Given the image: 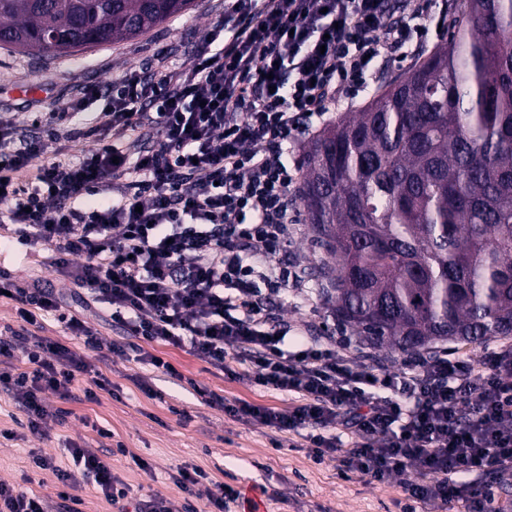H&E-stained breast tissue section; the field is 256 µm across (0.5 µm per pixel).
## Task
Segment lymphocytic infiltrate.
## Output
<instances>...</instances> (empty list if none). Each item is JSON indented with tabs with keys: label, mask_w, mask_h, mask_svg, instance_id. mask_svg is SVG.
Listing matches in <instances>:
<instances>
[{
	"label": "lymphocytic infiltrate",
	"mask_w": 512,
	"mask_h": 512,
	"mask_svg": "<svg viewBox=\"0 0 512 512\" xmlns=\"http://www.w3.org/2000/svg\"><path fill=\"white\" fill-rule=\"evenodd\" d=\"M437 0H224V20L193 49L189 68L131 70L110 89L95 84L42 116L45 127L72 121L91 101L104 105L77 128L93 147L78 157L48 154L13 113H0V204L10 235L49 245L47 265L78 287L68 309L44 279L13 280L6 291L29 325L61 324L76 350L44 336L0 339V389L10 392L37 434L50 392L97 400L112 383L85 356L98 347L85 312L103 307L113 329L145 344L188 347L230 379L294 394L279 410L212 393L211 405L237 422L302 436L321 464L370 484L399 481L403 512H499L484 478L512 476V350L480 360L429 356L402 369H372L335 341L291 338L267 299L301 277L275 262L299 223L288 145L329 105L368 86L377 62L418 56ZM103 191L93 207L81 196ZM24 360L12 363L15 348ZM351 434L343 443L334 427ZM80 474L33 455L68 489L92 478L116 512H199L192 498L206 474L178 468L180 503L130 500L131 489L101 457L72 447ZM419 467L425 483L408 473Z\"/></svg>",
	"instance_id": "1"
}]
</instances>
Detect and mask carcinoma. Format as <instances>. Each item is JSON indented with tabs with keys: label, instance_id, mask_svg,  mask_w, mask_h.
<instances>
[{
	"label": "carcinoma",
	"instance_id": "cac0c4a2",
	"mask_svg": "<svg viewBox=\"0 0 512 512\" xmlns=\"http://www.w3.org/2000/svg\"><path fill=\"white\" fill-rule=\"evenodd\" d=\"M191 0H0V45L67 55L139 37ZM448 39L306 151L320 292L370 344L512 336V0H467Z\"/></svg>",
	"mask_w": 512,
	"mask_h": 512
}]
</instances>
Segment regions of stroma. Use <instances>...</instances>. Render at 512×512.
Wrapping results in <instances>:
<instances>
[{"label":"stroma","mask_w":512,"mask_h":512,"mask_svg":"<svg viewBox=\"0 0 512 512\" xmlns=\"http://www.w3.org/2000/svg\"><path fill=\"white\" fill-rule=\"evenodd\" d=\"M223 17L224 0H193L188 10L142 36L76 56L45 59L0 46V112L14 113L18 123L35 131L39 113L49 111L83 85L106 87L129 68L155 66L163 60L171 66L188 65L191 48ZM413 65L408 59L384 67L367 92L314 120L310 131L292 145L289 162L302 163L305 146L326 125L345 112L359 111L381 84L407 73ZM23 85L36 87V95L19 94ZM49 253V246L33 249L14 241L0 249V268L19 281L42 277L55 291L71 296V283L45 266ZM322 256L308 223L292 225L279 258L296 269L302 285L289 288L278 304L295 329L316 337H339L343 331L318 296L312 277ZM149 351L169 361L176 375L157 371L130 350L112 354L108 373L112 393H99L91 403H72L73 414L65 422L48 420L50 435L46 438L29 432L25 414L0 390V481L33 490L45 499L50 512H65L61 485L51 472L36 469L31 455L50 457L70 470L74 462L68 446L74 442L95 454L111 448L116 476L132 489L177 502L183 493L170 474L181 466L201 468L211 482L247 491L266 487L267 512H401L405 493L397 483L368 484L356 475L341 479L333 463H314L305 448L274 450L267 427L235 422L207 403L209 393L215 392L230 400L285 409L292 405L293 396L248 381L229 380L184 349L153 345ZM144 383L150 393L141 391ZM102 427L111 430V439L99 436ZM119 442L125 454L115 453Z\"/></svg>","instance_id":"35a3bbf8"}]
</instances>
